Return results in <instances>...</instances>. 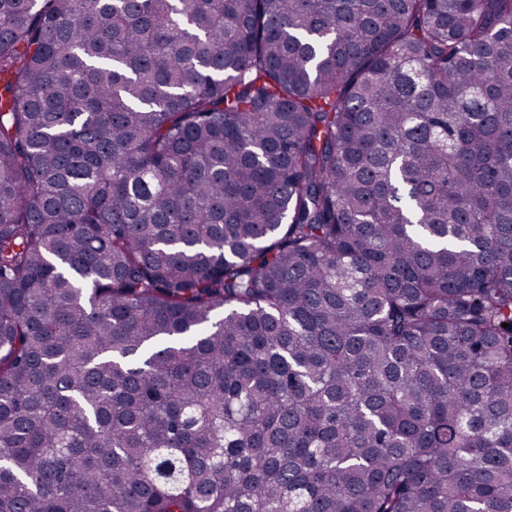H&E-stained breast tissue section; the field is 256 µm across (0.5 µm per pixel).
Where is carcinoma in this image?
<instances>
[{"label":"carcinoma","mask_w":512,"mask_h":512,"mask_svg":"<svg viewBox=\"0 0 512 512\" xmlns=\"http://www.w3.org/2000/svg\"><path fill=\"white\" fill-rule=\"evenodd\" d=\"M0 512H512V0H0Z\"/></svg>","instance_id":"1"}]
</instances>
